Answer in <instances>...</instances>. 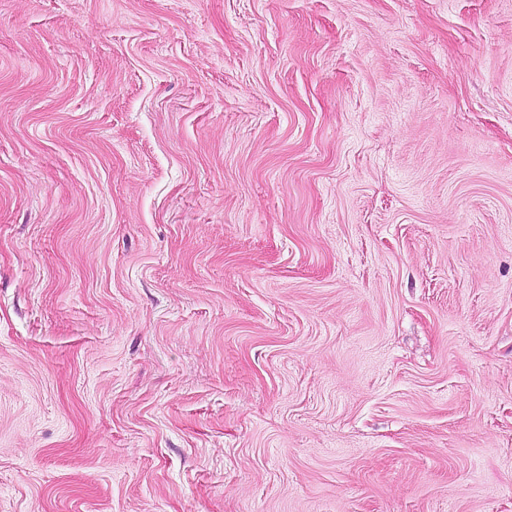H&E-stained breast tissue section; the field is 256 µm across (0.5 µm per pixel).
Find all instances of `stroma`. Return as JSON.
I'll use <instances>...</instances> for the list:
<instances>
[{"instance_id": "obj_1", "label": "stroma", "mask_w": 512, "mask_h": 512, "mask_svg": "<svg viewBox=\"0 0 512 512\" xmlns=\"http://www.w3.org/2000/svg\"><path fill=\"white\" fill-rule=\"evenodd\" d=\"M0 512H512V0H0Z\"/></svg>"}]
</instances>
